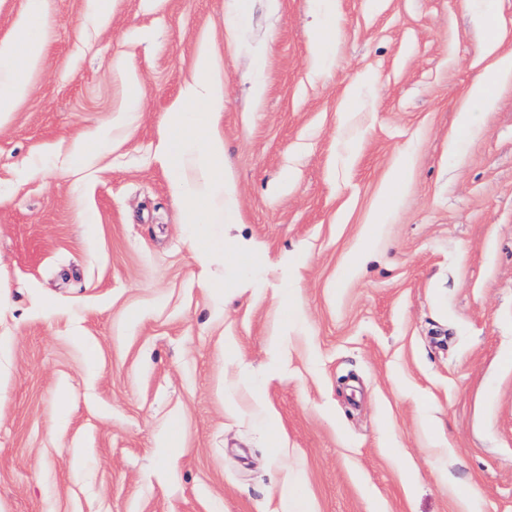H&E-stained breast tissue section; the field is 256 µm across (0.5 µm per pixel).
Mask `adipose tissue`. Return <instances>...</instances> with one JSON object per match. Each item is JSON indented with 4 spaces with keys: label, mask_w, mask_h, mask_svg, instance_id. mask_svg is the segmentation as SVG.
Listing matches in <instances>:
<instances>
[{
    "label": "adipose tissue",
    "mask_w": 512,
    "mask_h": 512,
    "mask_svg": "<svg viewBox=\"0 0 512 512\" xmlns=\"http://www.w3.org/2000/svg\"><path fill=\"white\" fill-rule=\"evenodd\" d=\"M44 0H27V14L15 40L0 43V112L12 111L16 99L25 91L23 75L36 63L43 50L40 18Z\"/></svg>",
    "instance_id": "1"
}]
</instances>
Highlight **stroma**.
<instances>
[{
    "instance_id": "1",
    "label": "stroma",
    "mask_w": 512,
    "mask_h": 512,
    "mask_svg": "<svg viewBox=\"0 0 512 512\" xmlns=\"http://www.w3.org/2000/svg\"><path fill=\"white\" fill-rule=\"evenodd\" d=\"M40 24L0 121V512H286L287 485L512 512V78L470 93L512 0H46ZM203 43L238 206L215 230L261 262L223 293L161 150Z\"/></svg>"
}]
</instances>
